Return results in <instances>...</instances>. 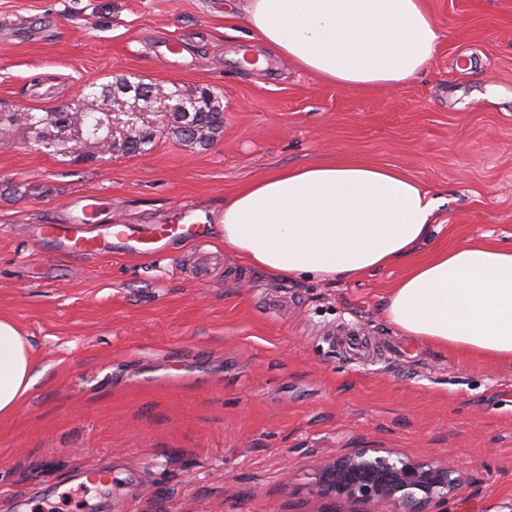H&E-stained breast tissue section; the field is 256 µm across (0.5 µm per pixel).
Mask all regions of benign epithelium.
<instances>
[{
	"instance_id": "7a95c632",
	"label": "benign epithelium",
	"mask_w": 512,
	"mask_h": 512,
	"mask_svg": "<svg viewBox=\"0 0 512 512\" xmlns=\"http://www.w3.org/2000/svg\"><path fill=\"white\" fill-rule=\"evenodd\" d=\"M179 93L170 95L166 87L152 85L156 102L167 112L188 111L186 100L194 98L200 86L175 84ZM143 87L124 78L113 81L110 115L143 112ZM458 487L454 471L425 454L416 460L373 456L357 448L317 464L313 492L333 501L380 503L390 512H447L448 496Z\"/></svg>"
}]
</instances>
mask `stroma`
Instances as JSON below:
<instances>
[{
  "label": "stroma",
  "mask_w": 512,
  "mask_h": 512,
  "mask_svg": "<svg viewBox=\"0 0 512 512\" xmlns=\"http://www.w3.org/2000/svg\"><path fill=\"white\" fill-rule=\"evenodd\" d=\"M245 0H0V104L49 112L125 76L209 87L224 128L171 135L105 163L0 136V315L40 378L0 417V512H38L112 468L107 512H351L316 497L318 460L354 448L459 472L448 512H512V364L440 350L385 317L402 268L351 282L285 281L208 229L165 255L66 254L39 239L71 201L97 223L217 217L225 199L288 167H387L439 200V246L512 247V0H428L443 38L410 82L322 81L250 37ZM176 42L177 56L164 45ZM262 54L263 69L239 59ZM27 183L19 197L11 183ZM352 324L408 348L358 360L325 329Z\"/></svg>",
  "instance_id": "obj_1"
}]
</instances>
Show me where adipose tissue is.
<instances>
[{"label":"adipose tissue","instance_id":"1","mask_svg":"<svg viewBox=\"0 0 512 512\" xmlns=\"http://www.w3.org/2000/svg\"><path fill=\"white\" fill-rule=\"evenodd\" d=\"M251 33L279 56L348 88L400 85L433 58L442 33L425 0H248ZM437 198L397 171L325 164L263 176L224 202V246L295 280L350 282L404 266L387 320L455 353L512 363V248L473 241L416 260ZM38 379L29 344L0 317V417Z\"/></svg>","mask_w":512,"mask_h":512}]
</instances>
